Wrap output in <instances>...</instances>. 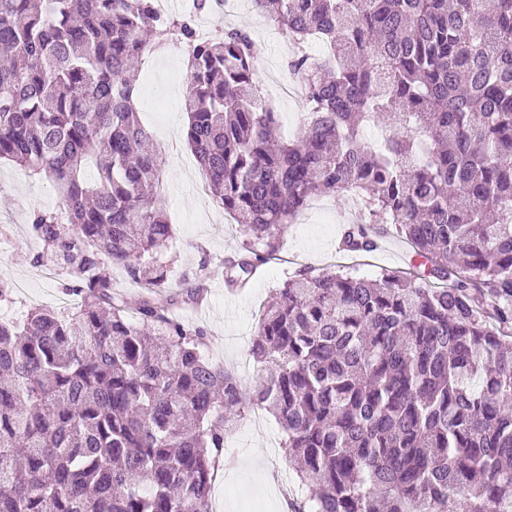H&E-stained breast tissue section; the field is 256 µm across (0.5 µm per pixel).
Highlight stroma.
Masks as SVG:
<instances>
[{
	"mask_svg": "<svg viewBox=\"0 0 512 512\" xmlns=\"http://www.w3.org/2000/svg\"><path fill=\"white\" fill-rule=\"evenodd\" d=\"M201 26L226 23L249 27L258 44L256 85L289 83L286 68L288 41L254 11L250 0H239L229 16L200 15ZM187 59L183 51H153L134 75L140 118L153 136L152 146L165 159L161 194L173 226L168 251L184 287L203 283V307L182 305L176 313L203 326L208 334L211 362L234 369L247 358L264 307L272 294L302 268L357 272L375 277L384 268H404L412 259L409 247L397 236L382 239L375 254L351 260L336 252L347 225V197H318L289 225L282 236L277 260L263 265L246 288L233 293L224 284V262L236 256L243 234L206 190L207 176L182 136L188 123L184 98L188 91ZM63 200L50 182L0 161V281L13 286L10 299L0 301V319L24 320L35 308L59 309L65 287L73 281L63 269L44 277L36 262L42 245L31 232L34 212L61 210ZM24 293H16L17 285ZM282 431L271 415L244 418L226 447L232 467L221 470L212 484V512H283L280 488L293 472L282 446Z\"/></svg>",
	"mask_w": 512,
	"mask_h": 512,
	"instance_id": "1",
	"label": "stroma"
}]
</instances>
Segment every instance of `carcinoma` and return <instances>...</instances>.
Listing matches in <instances>:
<instances>
[{"label": "carcinoma", "mask_w": 512, "mask_h": 512, "mask_svg": "<svg viewBox=\"0 0 512 512\" xmlns=\"http://www.w3.org/2000/svg\"><path fill=\"white\" fill-rule=\"evenodd\" d=\"M251 3L296 46L311 111L292 138L245 26L202 38L154 0H0V159L62 195L34 215L36 261L80 297L0 321V512H211L255 408L297 464L293 512H512V0ZM165 45L188 59L186 144L245 236L228 286L320 196L362 201L340 250L391 224L424 260L298 271L262 315L249 390L170 313L164 162L126 79ZM116 265L146 289L135 321Z\"/></svg>", "instance_id": "carcinoma-1"}]
</instances>
